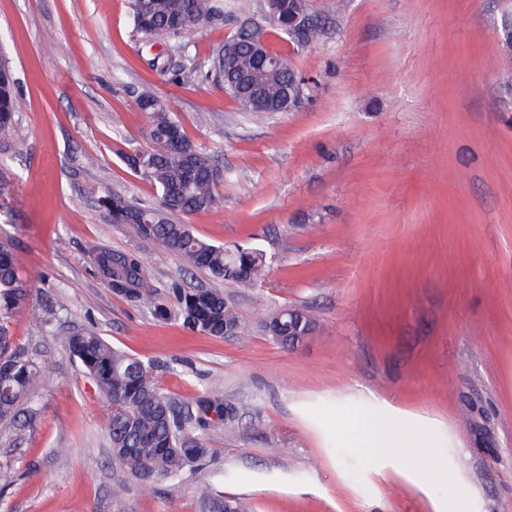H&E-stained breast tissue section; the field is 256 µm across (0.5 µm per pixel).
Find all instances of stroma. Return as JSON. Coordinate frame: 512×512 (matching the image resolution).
<instances>
[{"instance_id":"1","label":"stroma","mask_w":512,"mask_h":512,"mask_svg":"<svg viewBox=\"0 0 512 512\" xmlns=\"http://www.w3.org/2000/svg\"><path fill=\"white\" fill-rule=\"evenodd\" d=\"M311 4L325 34L292 54L301 104L246 112L220 86L173 72L183 55L207 60L256 0H225L223 23L175 40L138 33L130 0H0V49L28 104L0 139V178L14 184L0 238L35 298L57 306L46 328L24 310L11 318L16 341L49 361L34 431L17 443L0 426V465L17 472L0 512H203L207 490L248 498L253 512H434L446 486L412 481L432 465L473 512H512L506 0ZM158 53L168 69L151 67ZM145 94L224 163L221 207L181 223L216 245L263 250L262 284L228 289L184 270L99 208L106 193L157 201L126 160L147 144ZM98 249L138 253L168 308L177 289H224L248 333L212 338L153 317L95 271ZM287 307L319 321L295 348L264 332ZM90 326L160 366L177 403L217 390L235 407L206 436L204 469L144 486L113 464L107 403L61 344ZM390 406L428 420L443 447L390 460L351 447L344 419Z\"/></svg>"}]
</instances>
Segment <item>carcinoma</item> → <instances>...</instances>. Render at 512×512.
Returning <instances> with one entry per match:
<instances>
[{
	"label": "carcinoma",
	"mask_w": 512,
	"mask_h": 512,
	"mask_svg": "<svg viewBox=\"0 0 512 512\" xmlns=\"http://www.w3.org/2000/svg\"><path fill=\"white\" fill-rule=\"evenodd\" d=\"M254 16L269 22L296 48L311 47L323 35V27L312 17L309 3L294 0H258ZM134 28L156 37H183L199 22L224 20V0H132ZM229 42L239 47L229 60L213 51L208 61L199 63L188 56L180 66L187 82H216L225 76L223 89L232 97L257 93L262 111L273 112L282 99L304 91L303 79L288 53L270 54L268 60L255 56L250 38L237 30ZM12 71L0 63V138L15 131L16 117L26 103L16 92ZM138 107L152 121L151 146L129 159L130 165L159 190V204L136 205L119 194L99 199V205L114 224L130 225L140 238L162 244L189 267L205 270L224 281L225 286L256 284L266 271V257L243 248L230 256L227 249L196 235L188 225L174 221L173 214L212 210L220 203L217 173L219 160L189 140L172 119L165 101L146 95ZM94 265L110 287L154 309L159 319L171 311L152 298L146 288L142 258L132 252L100 250ZM31 290L22 281L19 261L9 242L0 241V425L8 427L16 440L33 431L37 421L35 386L45 367L44 355L18 345L10 331L11 315L29 305L32 319L48 324L55 316L52 308L30 301ZM178 315L190 331L216 338L224 337V327L247 332L236 312L224 305V292L214 289L179 291ZM275 342L294 345L318 324L305 309H297L296 333L288 336V316H269ZM62 346L84 368L110 406L108 433L112 460L130 477L150 484L158 480L177 483L194 471L208 453L203 437L224 426L230 407L214 392L196 402V407L179 406L167 394L157 370L140 358L112 347L92 329L62 337Z\"/></svg>",
	"instance_id": "cac0c4a2"
}]
</instances>
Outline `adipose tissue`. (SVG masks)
I'll use <instances>...</instances> for the list:
<instances>
[{
  "label": "adipose tissue",
  "mask_w": 512,
  "mask_h": 512,
  "mask_svg": "<svg viewBox=\"0 0 512 512\" xmlns=\"http://www.w3.org/2000/svg\"><path fill=\"white\" fill-rule=\"evenodd\" d=\"M353 447L375 454H390L397 448H436L438 439L428 435L424 421H400L377 415L348 424Z\"/></svg>",
  "instance_id": "adipose-tissue-1"
}]
</instances>
